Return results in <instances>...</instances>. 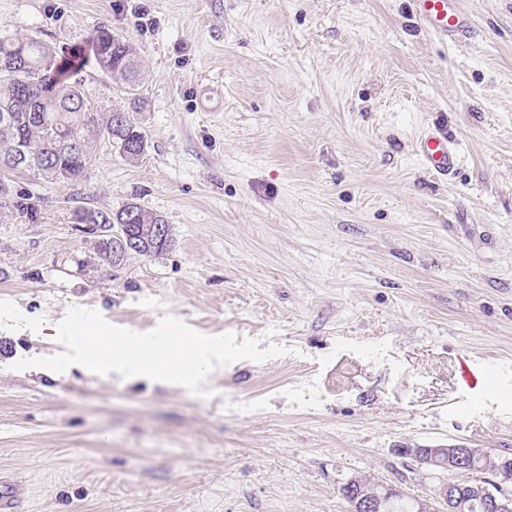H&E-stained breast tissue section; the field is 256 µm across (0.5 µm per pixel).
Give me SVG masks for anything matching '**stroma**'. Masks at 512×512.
<instances>
[{"mask_svg":"<svg viewBox=\"0 0 512 512\" xmlns=\"http://www.w3.org/2000/svg\"><path fill=\"white\" fill-rule=\"evenodd\" d=\"M459 7L475 35L444 43L411 0H0V36L62 55L105 25L144 77L143 155L100 142L65 186L7 174L33 208L0 205V471L26 512H348L352 474L432 492L401 449L512 456V0ZM435 123L448 178L414 154ZM132 199L173 242L112 266L72 213ZM73 305L292 352L218 369L206 399L16 369L61 352ZM415 156L430 172L443 176L454 174L461 161L458 142L437 125L428 127L417 139Z\"/></svg>","mask_w":512,"mask_h":512,"instance_id":"stroma-1","label":"stroma"}]
</instances>
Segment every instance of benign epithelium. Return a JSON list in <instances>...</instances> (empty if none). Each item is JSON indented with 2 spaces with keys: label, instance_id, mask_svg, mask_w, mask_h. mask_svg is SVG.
Returning a JSON list of instances; mask_svg holds the SVG:
<instances>
[{
  "label": "benign epithelium",
  "instance_id": "benign-epithelium-1",
  "mask_svg": "<svg viewBox=\"0 0 512 512\" xmlns=\"http://www.w3.org/2000/svg\"><path fill=\"white\" fill-rule=\"evenodd\" d=\"M151 230L152 235L149 236L143 230L137 231L135 224L119 225L112 238V254L117 256L114 263H120V259L130 252H151L153 243L165 238L166 227L153 224ZM399 453L415 459L437 480L434 493L413 497L415 512H456L455 505L467 489L485 496L487 512H512V505L502 500L495 490L482 484L479 477H467L470 463L484 455L479 449L450 444L441 448H401ZM339 489L350 502L352 512H380L383 498L400 493V490L374 476L368 477L365 483L353 478L345 480Z\"/></svg>",
  "mask_w": 512,
  "mask_h": 512
}]
</instances>
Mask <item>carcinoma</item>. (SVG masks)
I'll list each match as a JSON object with an SVG mask.
<instances>
[{
    "label": "carcinoma",
    "mask_w": 512,
    "mask_h": 512,
    "mask_svg": "<svg viewBox=\"0 0 512 512\" xmlns=\"http://www.w3.org/2000/svg\"><path fill=\"white\" fill-rule=\"evenodd\" d=\"M96 66L126 84L128 107L122 135L112 129V111L102 112L88 101L82 76L85 60L75 51L57 57L37 37L0 38V169L18 170L12 153L28 150L25 170L60 184L86 178L94 161L93 145L100 140H146L133 118L143 103L140 65L130 47L106 26L89 37ZM139 211L138 223L163 224V216L131 201L116 211L78 207L79 223L98 233L100 258L112 263V225L123 223L126 209Z\"/></svg>",
    "instance_id": "1"
}]
</instances>
